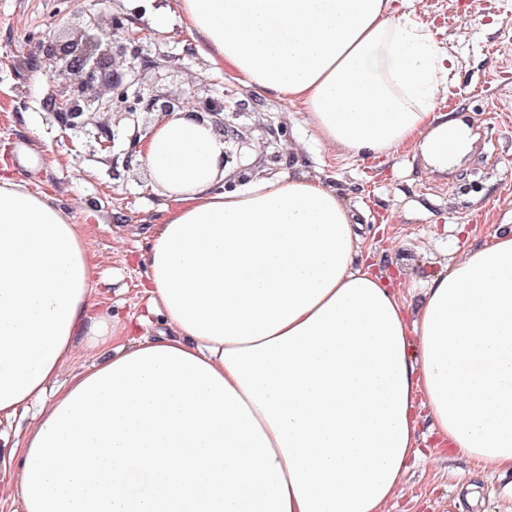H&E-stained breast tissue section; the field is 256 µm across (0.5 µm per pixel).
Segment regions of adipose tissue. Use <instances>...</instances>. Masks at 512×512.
I'll return each instance as SVG.
<instances>
[{
  "label": "adipose tissue",
  "mask_w": 512,
  "mask_h": 512,
  "mask_svg": "<svg viewBox=\"0 0 512 512\" xmlns=\"http://www.w3.org/2000/svg\"><path fill=\"white\" fill-rule=\"evenodd\" d=\"M400 0H179L192 40L245 84L303 103L351 153L467 144L439 111L454 68ZM224 138L176 112L138 159L170 204L145 257V310L112 318L90 228L0 165V454L19 512H388L424 457L512 472V231L467 247L416 314L322 180L224 192ZM107 351L67 382L79 341ZM39 404L31 405L29 410L24 414H19L17 417L0 423V430L8 432L11 437L10 442L6 443L2 438L0 439L1 454L6 451V448H10L14 441V434L23 435L32 423L33 416L37 413Z\"/></svg>",
  "instance_id": "1"
}]
</instances>
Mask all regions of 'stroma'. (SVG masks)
<instances>
[{
	"label": "stroma",
	"mask_w": 512,
	"mask_h": 512,
	"mask_svg": "<svg viewBox=\"0 0 512 512\" xmlns=\"http://www.w3.org/2000/svg\"><path fill=\"white\" fill-rule=\"evenodd\" d=\"M91 0H0V145L36 142L47 150L42 170L29 175L31 188L55 196L77 223L91 227L89 250L98 279L111 282L107 303L114 319L139 314L152 228L168 203L136 167L112 174L109 154L69 141L45 107L52 62L36 57L30 39L49 32L56 14L86 9ZM105 12H129L128 0H107ZM407 13L424 24L455 61L442 111L467 127L466 151L445 168L429 166L419 147L388 156L351 155L325 147L302 106L284 108L274 93L242 84L216 69L192 46L178 0H157L134 12L151 53L170 64L148 71L157 89L245 101L235 124L245 137L262 127L280 132L278 161L245 151L225 168L224 187L285 174L321 179L336 190L362 224L361 236L382 270L397 277L410 310H417L427 283L446 271L469 245L491 240L512 227V0H407ZM244 177H236L238 168ZM418 434L438 452L437 461H409L405 482L389 512H499L503 484L476 464L454 457L428 421ZM477 486L480 503L470 507L463 490Z\"/></svg>",
	"instance_id": "stroma-1"
}]
</instances>
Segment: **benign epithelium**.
<instances>
[{
  "mask_svg": "<svg viewBox=\"0 0 512 512\" xmlns=\"http://www.w3.org/2000/svg\"><path fill=\"white\" fill-rule=\"evenodd\" d=\"M54 24L61 31H75V35L63 38L52 33L35 41L38 54L60 64L57 76L61 81L46 98L47 112L61 130L74 137H91L94 147L111 153L115 176L119 167L129 171L137 166L136 153L147 136L143 114L164 117L187 112L197 123L223 132L231 127L229 117L245 111L239 107L228 116L222 98L187 99L146 84L143 72L166 66L168 56L148 52L141 31L127 14L113 12L105 17L79 10L63 11ZM118 136L128 147L115 154ZM249 146L239 133L224 138L222 162Z\"/></svg>",
  "mask_w": 512,
  "mask_h": 512,
  "instance_id": "obj_1",
  "label": "benign epithelium"
}]
</instances>
